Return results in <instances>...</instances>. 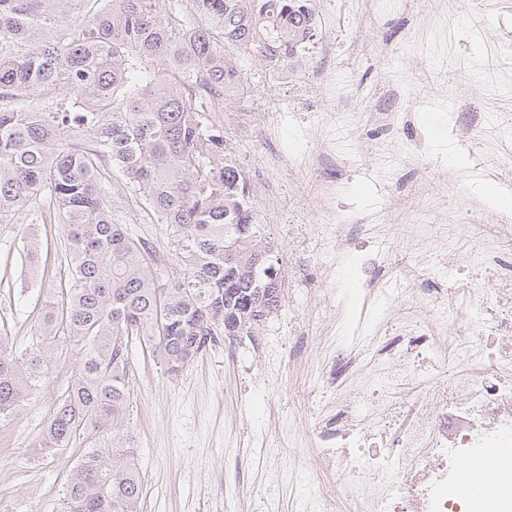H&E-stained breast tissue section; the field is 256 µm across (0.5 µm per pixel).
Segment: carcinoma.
<instances>
[{
  "label": "carcinoma",
  "instance_id": "cac0c4a2",
  "mask_svg": "<svg viewBox=\"0 0 512 512\" xmlns=\"http://www.w3.org/2000/svg\"><path fill=\"white\" fill-rule=\"evenodd\" d=\"M315 0H0V224L43 200L65 227L68 286L28 354L0 333V423L49 380L60 342L79 345L71 381L36 447L53 452L121 425L129 352L140 336L178 373L230 325L280 306L282 283L255 266L264 228L244 172L225 153L224 86L244 81L228 50L298 58ZM64 87L74 101L49 92ZM128 180L173 228L179 274L115 218L100 165ZM231 252H226L227 243ZM143 480L117 437L89 448L65 481L61 512H139Z\"/></svg>",
  "mask_w": 512,
  "mask_h": 512
}]
</instances>
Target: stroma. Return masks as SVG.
Here are the masks:
<instances>
[{
	"instance_id": "35a3bbf8",
	"label": "stroma",
	"mask_w": 512,
	"mask_h": 512,
	"mask_svg": "<svg viewBox=\"0 0 512 512\" xmlns=\"http://www.w3.org/2000/svg\"><path fill=\"white\" fill-rule=\"evenodd\" d=\"M316 10L335 13V26L322 36L337 46L333 53L317 50L304 57L301 68L312 72L317 84L308 118L257 123L254 140L226 132V151L249 185H268L265 197L252 198L253 209L280 217L265 231L281 257L282 306L251 335L217 336L174 376L156 354L132 343V390L122 433L143 480L140 512H251L255 507L306 512L309 500L321 492L335 494L340 512H352L341 494L343 470L329 473L317 465L310 407L319 404L337 414L341 399L359 390L371 360L337 368L334 388L316 389L315 380L354 317L364 315L370 334L382 335L383 310L378 300L364 299L360 288L347 287V269L337 268L326 246L302 248L291 221L297 216L315 228L324 220V197L340 215L373 212L378 187L366 170L380 146L382 123L371 110L392 92L383 73L393 72L401 81L409 129L423 132L427 141L422 155L397 165L401 205L385 215L402 265L412 263L405 252L412 236L406 208L440 166L455 175L449 210L477 215L486 205L487 190L512 202L503 168L512 162V140L501 141L478 126L468 144H459L454 118L475 110L512 118V71L496 74L494 99L482 95L489 64L512 46V0H317ZM235 63L251 87L273 100L285 96L265 58L240 55ZM443 78L448 81L444 109L430 96L432 82ZM324 112L362 114L365 126L362 151L337 161L326 182L309 171L325 136ZM258 141L269 153L291 157L294 170L254 166ZM475 152L497 156L499 166L473 175ZM99 178L113 213L134 239L149 245L154 268L173 270L176 252L168 226L150 219L130 185L109 168H101ZM25 226L22 220L0 224V326L20 355L32 344L49 293L68 280L60 225L32 227L41 244L33 261L21 235ZM318 288L335 292L337 312L315 296ZM78 353L75 342H63L48 386L11 423L0 425V512H58L65 476L88 443L79 438L53 454L35 443L55 399L68 386Z\"/></svg>"
}]
</instances>
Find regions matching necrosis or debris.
Segmentation results:
<instances>
[{
	"label": "necrosis or debris",
	"instance_id": "obj_1",
	"mask_svg": "<svg viewBox=\"0 0 512 512\" xmlns=\"http://www.w3.org/2000/svg\"><path fill=\"white\" fill-rule=\"evenodd\" d=\"M278 77L287 98L271 103L251 95L245 106L260 113L298 110L303 85L288 68H279ZM323 122V154L357 150L361 126L354 115L329 112ZM437 179L440 193L409 213L417 229L409 252L445 287L428 319L413 318L401 306L412 271L393 265L390 227L366 216L355 224L373 243L361 269L391 271L384 280H362L363 291L383 298L403 343L396 357L378 361L358 399L346 402L341 428L314 416L319 464L348 469L352 480L344 495L358 512H468L458 472L485 448L500 451L498 510L512 512V218L483 213L477 237L467 236L445 206L447 170ZM459 313L465 332L449 335L447 320ZM416 390L431 407L427 416H418L417 401L409 397Z\"/></svg>",
	"mask_w": 512,
	"mask_h": 512
}]
</instances>
